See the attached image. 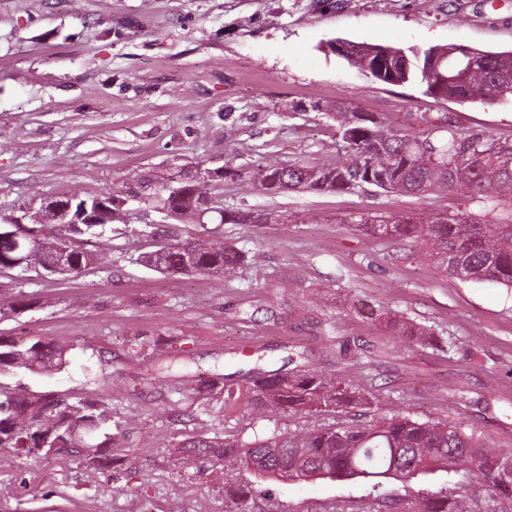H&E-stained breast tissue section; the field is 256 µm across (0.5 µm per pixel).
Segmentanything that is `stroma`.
Here are the masks:
<instances>
[{"label": "stroma", "mask_w": 512, "mask_h": 512, "mask_svg": "<svg viewBox=\"0 0 512 512\" xmlns=\"http://www.w3.org/2000/svg\"><path fill=\"white\" fill-rule=\"evenodd\" d=\"M334 39L426 48L512 50V0H0V215L36 209L48 196H95L145 172L171 178L199 163L345 160L336 126L299 99H342L408 126L428 112L512 137V97L437 102L415 85L374 81L333 53ZM225 205L275 210L277 224H169L181 241L206 238L246 252L234 278L163 276L132 263L153 228L116 225L93 249L111 267L67 280L0 273V301L30 295L0 317L2 336L65 337L68 366L50 375H0L38 392L96 393L99 381L136 392L113 399L121 466L97 472L68 459L22 462L0 450V512H224V470L180 471L177 443L200 428L251 437L242 404L215 398L192 416L163 411L188 387L261 366L313 369L382 389L391 409L437 414L476 430L488 448H512V290L443 277L420 243L380 238L345 223L378 211L420 224L457 193L288 192L269 197L226 183ZM395 310L476 358L417 349L383 335L355 307ZM169 343L187 364L157 380L164 354L131 358L134 337ZM467 389L465 399L454 393ZM283 512H322L365 493L353 481L256 484Z\"/></svg>", "instance_id": "1"}]
</instances>
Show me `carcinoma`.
Returning <instances> with one entry per match:
<instances>
[{
    "instance_id": "1",
    "label": "carcinoma",
    "mask_w": 512,
    "mask_h": 512,
    "mask_svg": "<svg viewBox=\"0 0 512 512\" xmlns=\"http://www.w3.org/2000/svg\"><path fill=\"white\" fill-rule=\"evenodd\" d=\"M339 54L372 79L389 85L418 83L436 100L475 102L512 96V52L463 46L426 49L346 42ZM292 112H317L336 121L338 146L348 159L330 164L264 162L230 167L224 179L250 181L264 195L287 190L362 192L423 197L435 191H463L461 202L428 224L401 221L383 213H357L345 223L383 238H414L423 258L439 273L512 288V139L490 131L456 126L421 114L417 135L395 127L378 112H363L347 102L296 100ZM149 202L192 215L200 190L185 173L157 183L137 177ZM265 210L226 207L211 217L216 224H276ZM105 224L0 226V271L41 266L60 247L67 250L66 274L96 261L89 240ZM244 254L208 239L170 242L140 253L136 262L163 275L223 274L244 265ZM391 336H406L420 347L433 345L434 329L403 315L368 312ZM73 346L47 336H0V373L50 374L69 363ZM218 375L185 395L187 408L209 411L217 394L236 397V388ZM250 419L281 418L284 428L244 439L236 432L203 429L178 443L183 467L202 460L222 463L224 474L246 471L258 481H309L329 478L360 481L361 500L338 503L332 512H512V448H485L475 430L448 416L419 420L405 410H385L380 395L313 370L249 372ZM308 422L302 423L300 419ZM112 407L84 394L56 395L25 386L0 384V449L20 459H38L39 448L63 455L86 471H98L112 453ZM443 472L448 485L415 489L419 478ZM402 484L388 490L383 480ZM253 482L224 479V512H257ZM263 512H281L267 501Z\"/></svg>"
}]
</instances>
